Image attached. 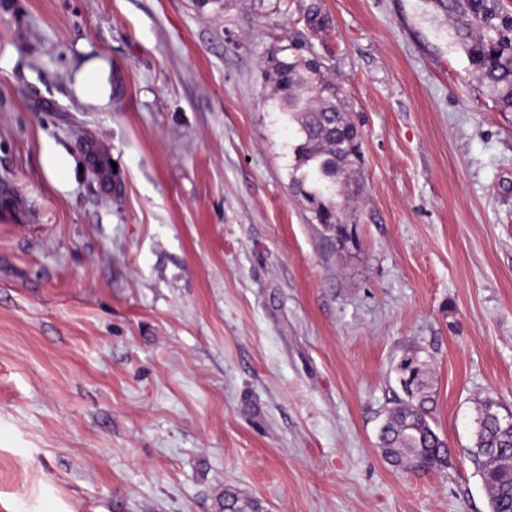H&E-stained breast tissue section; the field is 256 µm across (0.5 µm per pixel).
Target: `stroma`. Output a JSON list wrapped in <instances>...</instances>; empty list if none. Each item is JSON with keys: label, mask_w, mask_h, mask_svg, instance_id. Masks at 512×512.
Returning a JSON list of instances; mask_svg holds the SVG:
<instances>
[{"label": "stroma", "mask_w": 512, "mask_h": 512, "mask_svg": "<svg viewBox=\"0 0 512 512\" xmlns=\"http://www.w3.org/2000/svg\"><path fill=\"white\" fill-rule=\"evenodd\" d=\"M308 2L0 0V512H490L468 450L480 403L512 410V112L434 0H320L314 35ZM294 34L360 130L354 247L292 185ZM408 356L449 450L424 473L379 441ZM107 71L100 65L93 63L90 70L82 73L79 79L84 81L87 94L93 97H102L106 84Z\"/></svg>", "instance_id": "obj_1"}]
</instances>
